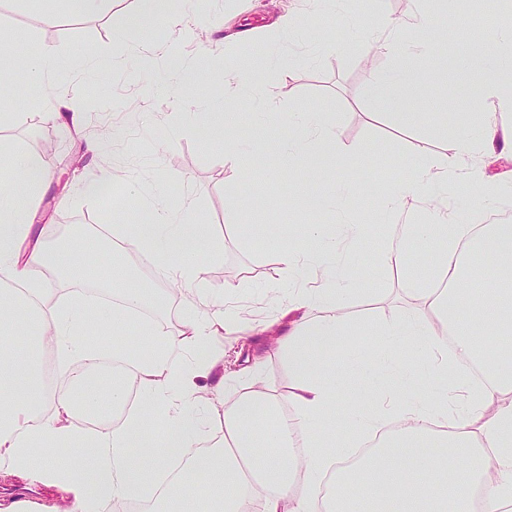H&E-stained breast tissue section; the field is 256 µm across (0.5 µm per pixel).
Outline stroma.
<instances>
[{
	"label": "stroma",
	"mask_w": 512,
	"mask_h": 512,
	"mask_svg": "<svg viewBox=\"0 0 512 512\" xmlns=\"http://www.w3.org/2000/svg\"><path fill=\"white\" fill-rule=\"evenodd\" d=\"M368 5L355 23L346 25L338 18L337 0H322L314 8L301 0H178L171 18L117 48L110 38L112 27L135 12L137 0H111L103 11L87 16L70 14L65 0H0V42L12 45L21 38L35 49L52 46L61 60L58 78L85 103L75 124H63L46 106L0 127V138L50 153V180L38 214L43 244H51L76 224L92 231L100 224L120 228L132 221V197L116 208L103 197L86 193V182L103 170L118 169L147 197L169 203L191 197L210 224L213 240L210 256L195 272L201 296L195 300L184 292L168 295L174 313L154 312L149 321L174 336L202 300L224 299L243 320L240 335L214 343L224 354L225 367L261 355V385L287 395L295 379L287 353L273 336L287 332L283 313L303 278L279 264L277 239L302 224L331 223V216L291 203L313 190L314 174L278 169L274 152L266 150L253 152L248 169H241L203 115L186 117L176 104L179 70L163 64L146 72L141 61L154 47L176 41L184 62L195 59L203 48L212 60L235 67L268 62L261 79L264 105L275 113V137H287L290 113L308 106L324 112L338 144L366 153L369 159L354 179L360 200L349 218L379 225L383 217L366 194L371 184H386V162H396L403 175L415 148L453 155L454 138L443 133L447 117L462 124L477 105L490 112L498 106L484 100L477 81L457 66L467 35L462 28L457 39L440 45L443 68L428 62L419 65L418 76L431 104L415 128H398L378 104L362 95L372 72L391 68L393 60L382 53L366 59L358 48L359 38L378 18L402 20L422 2L368 0ZM291 9L299 15L297 28L277 31V21ZM49 10L58 14L56 24L43 22ZM85 53L98 55L104 69L77 68ZM383 240V234L369 235L349 258L367 270L357 290L340 305L342 314L357 324L376 327L418 310L399 272L382 262Z\"/></svg>",
	"instance_id": "stroma-1"
}]
</instances>
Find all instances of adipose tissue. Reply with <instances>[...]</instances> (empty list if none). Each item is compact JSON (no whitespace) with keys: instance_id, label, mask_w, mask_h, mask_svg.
I'll return each instance as SVG.
<instances>
[{"instance_id":"obj_1","label":"adipose tissue","mask_w":512,"mask_h":512,"mask_svg":"<svg viewBox=\"0 0 512 512\" xmlns=\"http://www.w3.org/2000/svg\"><path fill=\"white\" fill-rule=\"evenodd\" d=\"M126 22L113 26L112 40L125 44L142 28L167 18L173 0H139ZM439 28L431 10L419 9L401 22L382 20L365 31L361 44L392 57L394 67L374 73L365 87L396 125L420 119L416 107L428 93L417 78L420 58H435L434 46L452 37ZM476 68L485 97L512 110V30L472 34L461 58ZM28 80L45 98L71 109L66 88L53 74L57 54L50 47L19 59ZM285 156L289 165L320 157L338 168L343 180L308 196L311 210L353 205L348 177L363 161L343 150L321 113L302 112ZM452 157L412 153L406 178L389 186L378 202L388 216L408 214L384 243L385 262L413 284L426 311L399 318L371 335L390 340L391 353L380 376L389 401L369 410L366 380L355 379L349 404L336 400V368H320L317 355L335 356L350 323L340 301L365 273L340 264L337 250L361 247L366 224H304L300 249L281 247L286 268H317L318 285L300 289L294 308L303 312L277 342L288 354L295 385L280 398L251 387L260 366H245L243 390L230 389L220 375L223 354L216 336L239 321L222 301L206 302L184 321L181 335L163 336L149 324L136 333L139 352L116 350L113 360L130 366L129 382L108 389L76 377L81 404L96 414L102 400L127 409L129 384L140 405L122 420L95 430L76 423L68 396L45 383L41 354L51 349L64 359L95 368L109 334L125 332V313L144 305L147 286L134 281L103 248V235H82L61 249L35 243V217L49 179L39 155L0 142V476L41 473L67 478L70 499L41 512H94L110 502H152V512H503L512 506V224L480 225L467 211L448 206V189L464 183L475 207L489 205L500 186L488 184L470 159L494 143L512 150V125L493 112H477L453 130ZM429 204L433 221L411 219ZM124 243L147 257L164 279L196 291L193 265L210 252V227L187 198L173 206L141 201ZM485 262L495 286L474 287V261ZM104 260L105 290L122 305L91 307L84 293L55 297L42 270L68 276L78 265ZM26 329L30 340L17 348L11 338ZM215 378L211 396L201 382ZM398 429L383 432L388 418ZM379 441L350 469L337 461L360 433ZM436 442L430 452L427 442ZM73 448L67 458L58 447ZM188 462L171 477L174 458Z\"/></svg>"}]
</instances>
